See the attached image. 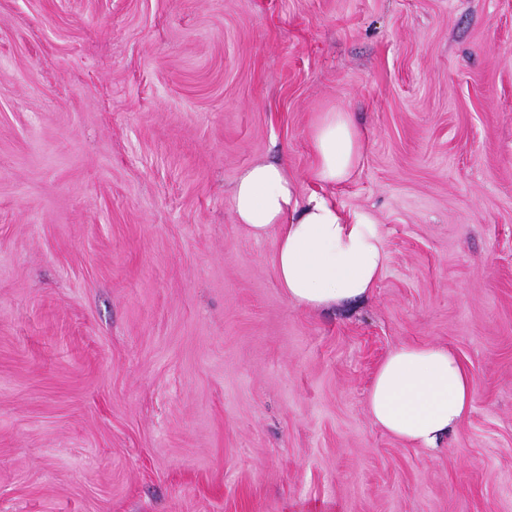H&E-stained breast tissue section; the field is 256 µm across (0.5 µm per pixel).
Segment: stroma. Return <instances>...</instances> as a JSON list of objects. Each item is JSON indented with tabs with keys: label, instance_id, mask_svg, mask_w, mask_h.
I'll return each instance as SVG.
<instances>
[{
	"label": "stroma",
	"instance_id": "stroma-1",
	"mask_svg": "<svg viewBox=\"0 0 512 512\" xmlns=\"http://www.w3.org/2000/svg\"><path fill=\"white\" fill-rule=\"evenodd\" d=\"M260 161L372 214L366 299L288 300ZM420 344L475 381L435 450L367 407ZM0 512H512V0H0ZM311 148L313 176L319 183L336 186L347 181L362 154V141L351 112L320 113L312 127Z\"/></svg>",
	"mask_w": 512,
	"mask_h": 512
}]
</instances>
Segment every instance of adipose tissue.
I'll list each match as a JSON object with an SVG mask.
<instances>
[{"mask_svg": "<svg viewBox=\"0 0 512 512\" xmlns=\"http://www.w3.org/2000/svg\"><path fill=\"white\" fill-rule=\"evenodd\" d=\"M311 148L319 183L347 181L362 154L351 113H320ZM232 207L252 237L276 232L278 285L296 306L313 310L366 297L383 274L387 256L373 216L343 211L316 191L301 196L281 166L258 162L244 169L233 185ZM474 392L470 373L452 349L406 345L376 369L368 411L390 435L433 448L456 429Z\"/></svg>", "mask_w": 512, "mask_h": 512, "instance_id": "ef3b65f1", "label": "adipose tissue"}]
</instances>
